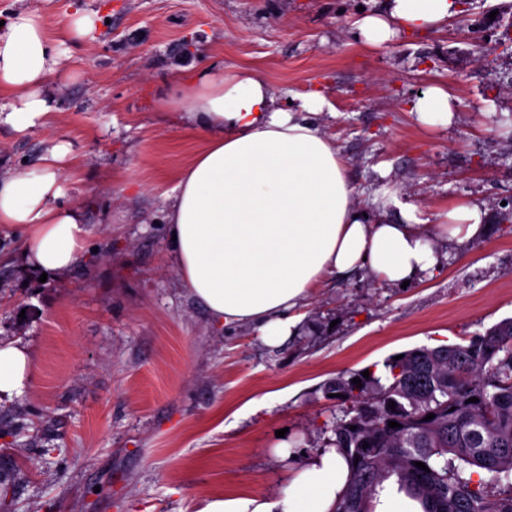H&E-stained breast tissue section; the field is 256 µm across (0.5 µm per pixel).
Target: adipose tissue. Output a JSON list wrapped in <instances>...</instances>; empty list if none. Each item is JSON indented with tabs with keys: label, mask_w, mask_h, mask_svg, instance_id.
I'll return each instance as SVG.
<instances>
[{
	"label": "adipose tissue",
	"mask_w": 512,
	"mask_h": 512,
	"mask_svg": "<svg viewBox=\"0 0 512 512\" xmlns=\"http://www.w3.org/2000/svg\"><path fill=\"white\" fill-rule=\"evenodd\" d=\"M457 10L456 0H387L385 14L362 16L355 27L366 45L378 48L400 30L435 29ZM59 64L38 14L8 16L0 26V94L13 101L0 107V123L17 130L46 124L54 110L47 82ZM175 83L180 94L162 111L184 113L207 146L166 198L174 237L167 261L223 325L255 327L277 346L298 329L299 308L326 278L365 268L389 283L413 281L440 266L437 237L463 243L488 231L479 205L457 206L431 224L389 185L372 199L380 218L361 216L345 163L314 120L326 105L319 89L301 94L290 109L277 105L252 68L205 66ZM455 110L441 86L410 104L426 126L450 125ZM67 153L56 144L34 171L0 170V224L23 229L27 261L46 273L74 266L87 235L79 209L61 202ZM392 209L398 222L382 218ZM29 368L22 347L0 343V399L22 391ZM347 476L346 460L329 448L299 469L278 498L218 496L200 512H333Z\"/></svg>",
	"instance_id": "obj_1"
}]
</instances>
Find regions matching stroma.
Instances as JSON below:
<instances>
[{
	"instance_id": "obj_1",
	"label": "stroma",
	"mask_w": 512,
	"mask_h": 512,
	"mask_svg": "<svg viewBox=\"0 0 512 512\" xmlns=\"http://www.w3.org/2000/svg\"><path fill=\"white\" fill-rule=\"evenodd\" d=\"M386 0H0L34 11L59 44L48 126L0 124V165L34 169L69 145L65 204L89 234L76 265L26 266L0 227V341L28 353L22 392L0 404V512H199L229 494L276 497L320 453L341 415L326 381L415 347L462 342L512 317V0H461L437 30L378 49L360 13ZM95 13L93 35L74 22ZM258 70L279 104L319 87L316 121L364 209L395 186L429 216L487 211L488 236L441 242L448 258L407 287L365 271L329 279L296 336L215 322L166 264L164 195L206 141L161 112L174 74ZM456 99L448 127L410 101ZM456 110L455 100L442 86H431L410 104L417 122L426 126L448 127Z\"/></svg>"
}]
</instances>
